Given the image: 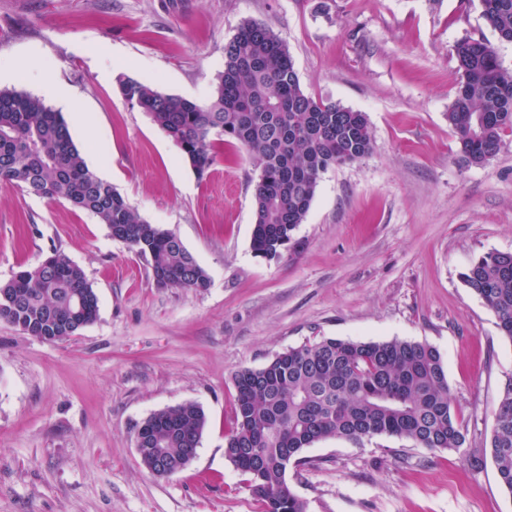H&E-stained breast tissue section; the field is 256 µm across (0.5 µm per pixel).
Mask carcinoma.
<instances>
[{
  "instance_id": "1",
  "label": "carcinoma",
  "mask_w": 512,
  "mask_h": 512,
  "mask_svg": "<svg viewBox=\"0 0 512 512\" xmlns=\"http://www.w3.org/2000/svg\"><path fill=\"white\" fill-rule=\"evenodd\" d=\"M481 15L500 42H512V0H480ZM458 66L448 123L461 151L480 165L512 132V71L486 40L463 39L453 48ZM120 94L148 114L182 150L198 175L214 161L215 141L235 142L256 161L252 249L266 259L291 247L321 175L373 151L364 113L315 99L300 86L294 63L266 25L248 21L224 46L222 70L209 102L165 94L122 75ZM0 182L48 200L64 199L96 216L135 253L149 259L173 288H204L206 271L172 232L141 218L124 197L86 165L61 114L29 93L0 90ZM464 284L496 314L512 341V252L489 251L462 273ZM0 320L23 333L69 337L92 323L98 297L83 270L55 252L0 283ZM235 428L225 457L243 475L263 512H305L291 490L288 467L327 437L389 436L432 451L454 452L474 467L466 430L455 412L440 352L403 340L353 342L323 338L278 354L260 369L234 376ZM490 451L502 487L512 495V378L496 412ZM206 424L202 408L184 403L151 414L141 458L156 477L185 467Z\"/></svg>"
}]
</instances>
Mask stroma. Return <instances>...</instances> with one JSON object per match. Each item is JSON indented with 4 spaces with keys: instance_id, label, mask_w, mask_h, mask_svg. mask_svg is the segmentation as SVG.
I'll return each instance as SVG.
<instances>
[{
    "instance_id": "35a3bbf8",
    "label": "stroma",
    "mask_w": 512,
    "mask_h": 512,
    "mask_svg": "<svg viewBox=\"0 0 512 512\" xmlns=\"http://www.w3.org/2000/svg\"><path fill=\"white\" fill-rule=\"evenodd\" d=\"M246 21L282 40L305 94L366 113L374 138L370 155L322 175L272 260L251 246L253 158L228 143L197 175L116 89L124 73L206 102ZM469 37L496 39L479 0H0V67L30 74L0 90L66 86L53 108L89 169L209 278L158 287L148 259L91 214L0 183V283L58 252L99 299L63 341L0 321V512H261L224 455L233 377L324 337L436 347L482 464L397 437H329L288 470L306 512H512L490 454L512 341L461 279L479 255L512 252V133L475 165L448 124L453 47ZM187 402L207 417L197 455L155 477L136 428Z\"/></svg>"
}]
</instances>
